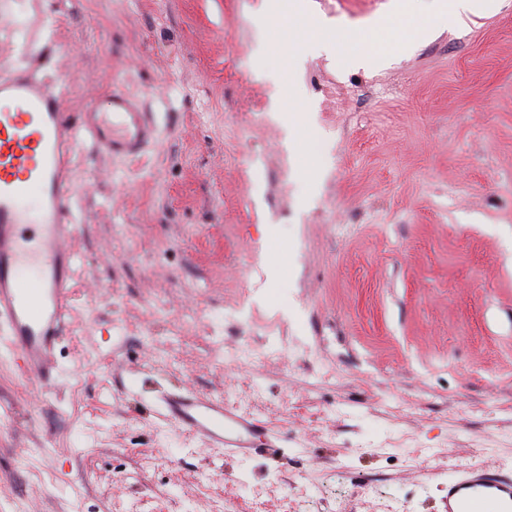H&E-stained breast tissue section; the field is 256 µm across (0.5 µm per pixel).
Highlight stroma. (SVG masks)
I'll list each match as a JSON object with an SVG mask.
<instances>
[{
	"label": "stroma",
	"mask_w": 512,
	"mask_h": 512,
	"mask_svg": "<svg viewBox=\"0 0 512 512\" xmlns=\"http://www.w3.org/2000/svg\"><path fill=\"white\" fill-rule=\"evenodd\" d=\"M337 33L395 0H311ZM262 0H0V78L126 93L156 140L77 142L56 387L0 330V512H444L512 470V6L379 69L271 44ZM292 90L302 122L285 131ZM223 398L288 440L227 458L162 419ZM512 472L494 466L466 467L448 479L444 512H511Z\"/></svg>",
	"instance_id": "35a3bbf8"
}]
</instances>
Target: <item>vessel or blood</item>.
<instances>
[{
    "label": "vessel or blood",
    "mask_w": 512,
    "mask_h": 512,
    "mask_svg": "<svg viewBox=\"0 0 512 512\" xmlns=\"http://www.w3.org/2000/svg\"><path fill=\"white\" fill-rule=\"evenodd\" d=\"M154 126L138 103L110 95L106 111L87 107L70 120L55 86L27 73L0 81V325L7 326L16 366L29 382L50 385L48 359L70 315L78 255L68 245L75 226L70 152L80 139L115 155L139 153ZM166 418L204 436L226 455L255 449L287 455V444L263 434L256 419L223 399L191 392L163 397ZM445 512H512V472L466 467L448 480Z\"/></svg>",
    "instance_id": "obj_1"
}]
</instances>
